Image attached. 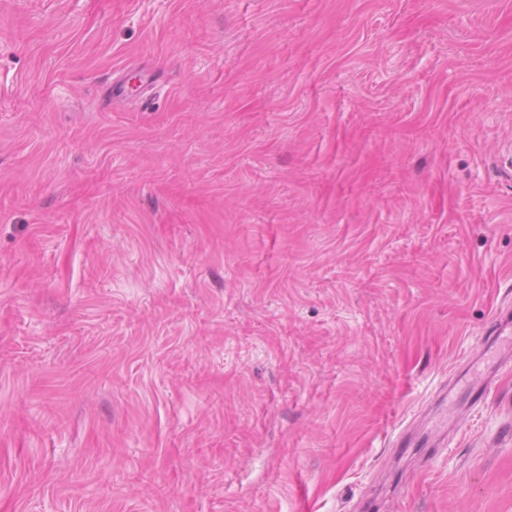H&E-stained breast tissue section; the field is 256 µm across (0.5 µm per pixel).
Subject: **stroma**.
I'll use <instances>...</instances> for the list:
<instances>
[{
    "mask_svg": "<svg viewBox=\"0 0 512 512\" xmlns=\"http://www.w3.org/2000/svg\"><path fill=\"white\" fill-rule=\"evenodd\" d=\"M506 307L512 0H0V512H512ZM507 333V335H504ZM512 316L510 312L505 314L501 313L493 322V325L489 329L486 336L483 338L482 344L473 353V359L479 360L483 351L487 348H491L504 341L512 339Z\"/></svg>",
    "mask_w": 512,
    "mask_h": 512,
    "instance_id": "1",
    "label": "stroma"
}]
</instances>
